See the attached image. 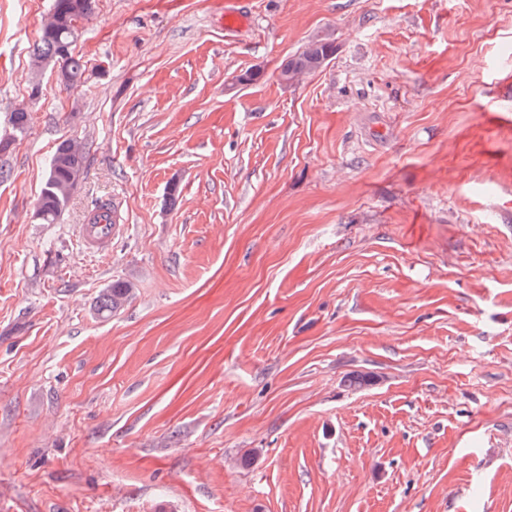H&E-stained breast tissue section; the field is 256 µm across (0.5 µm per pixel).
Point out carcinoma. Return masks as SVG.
I'll use <instances>...</instances> for the list:
<instances>
[{
	"label": "carcinoma",
	"instance_id": "1",
	"mask_svg": "<svg viewBox=\"0 0 512 512\" xmlns=\"http://www.w3.org/2000/svg\"><path fill=\"white\" fill-rule=\"evenodd\" d=\"M65 29L64 24L42 28L36 53L39 59L58 62L70 75V83L76 85L81 82L84 69L72 53V41L68 40V34L64 33ZM335 51L333 41L327 38L311 39L300 52L281 65L279 73L286 74L290 80L296 81L301 76L326 66ZM83 166L85 154L74 143L63 141L57 146L38 199L43 223L54 224L59 219L75 186L73 175L82 172ZM132 296L133 288L130 283L115 280L111 288L101 296L99 312L106 317L115 314L131 300Z\"/></svg>",
	"mask_w": 512,
	"mask_h": 512
}]
</instances>
